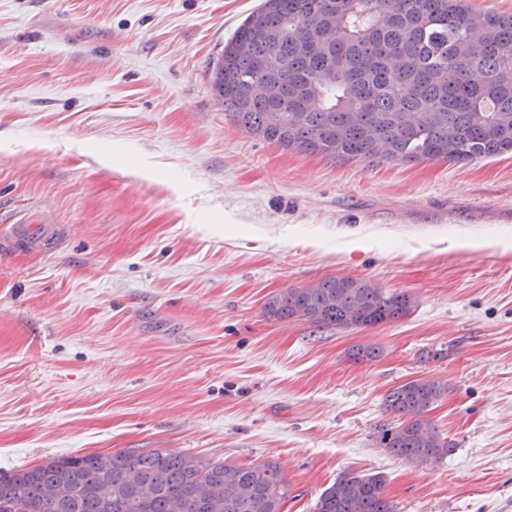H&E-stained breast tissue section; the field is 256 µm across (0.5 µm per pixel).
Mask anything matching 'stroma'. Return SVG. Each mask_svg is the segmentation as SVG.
<instances>
[{
    "mask_svg": "<svg viewBox=\"0 0 512 512\" xmlns=\"http://www.w3.org/2000/svg\"><path fill=\"white\" fill-rule=\"evenodd\" d=\"M259 2L0 0V237L23 210L56 228L0 249V469L161 449L277 463L282 512L346 472L397 512H512V155L370 165L247 133L210 70ZM330 277L415 306L362 330L265 315ZM414 379L450 387L434 465L380 442Z\"/></svg>",
    "mask_w": 512,
    "mask_h": 512,
    "instance_id": "obj_1",
    "label": "stroma"
}]
</instances>
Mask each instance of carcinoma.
<instances>
[{"mask_svg": "<svg viewBox=\"0 0 512 512\" xmlns=\"http://www.w3.org/2000/svg\"><path fill=\"white\" fill-rule=\"evenodd\" d=\"M211 89L245 131L285 149L370 163L471 162L512 153V15L468 0H262L224 43ZM406 292L332 277L286 288L278 321L369 328L407 317ZM446 383L391 389L381 443L436 464L453 452L428 417ZM379 474L346 473L315 512H396ZM273 463L231 466L162 452L70 455L0 471V512H281Z\"/></svg>", "mask_w": 512, "mask_h": 512, "instance_id": "carcinoma-1", "label": "carcinoma"}]
</instances>
